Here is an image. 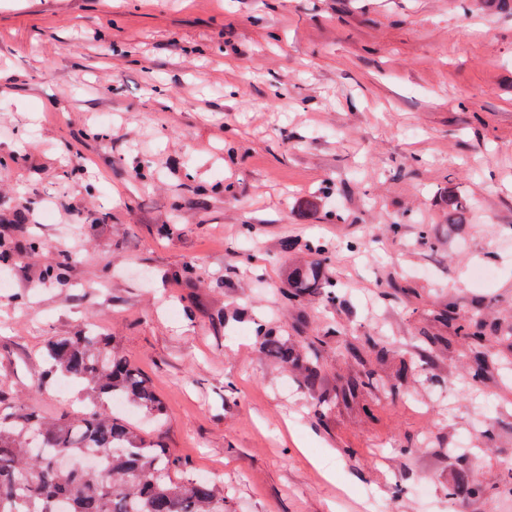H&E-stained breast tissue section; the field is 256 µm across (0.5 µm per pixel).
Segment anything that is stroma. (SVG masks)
I'll list each match as a JSON object with an SVG mask.
<instances>
[{"label": "stroma", "instance_id": "obj_1", "mask_svg": "<svg viewBox=\"0 0 512 512\" xmlns=\"http://www.w3.org/2000/svg\"><path fill=\"white\" fill-rule=\"evenodd\" d=\"M448 188L470 200L463 223L446 220ZM312 198L321 207L302 215ZM48 202L51 222L27 228L46 249L0 290L11 398L43 415L82 407L43 353L91 322L150 379L166 443L223 487L227 512H375L367 488L397 512H495L439 486L475 467L503 477L512 371L472 386L451 350L434 382L323 426L248 331L255 314L288 334L305 321L309 336L332 321L408 351L449 303L512 327L511 14L461 15L456 0H0V235ZM162 224L185 230L166 239ZM314 239L334 247L341 299L288 304V269ZM62 250L77 255L66 281L42 282ZM187 261L191 319L169 279ZM476 263L492 283L471 281ZM391 283L417 294L384 303Z\"/></svg>", "mask_w": 512, "mask_h": 512}]
</instances>
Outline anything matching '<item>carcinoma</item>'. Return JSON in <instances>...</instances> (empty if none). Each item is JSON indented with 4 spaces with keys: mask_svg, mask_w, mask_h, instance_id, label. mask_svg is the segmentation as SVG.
Here are the masks:
<instances>
[{
    "mask_svg": "<svg viewBox=\"0 0 512 512\" xmlns=\"http://www.w3.org/2000/svg\"><path fill=\"white\" fill-rule=\"evenodd\" d=\"M448 223L460 224L468 201L453 190L444 195ZM310 263L288 272L282 292L290 304L307 295L337 299V284L325 273L332 248L309 243ZM74 260L65 251L45 268L42 279L63 282L62 271ZM254 342L260 354L296 372V383L315 401V415L324 421L333 407L351 406L369 417L379 395L395 396L410 377L426 375L436 359L456 344L471 364L470 383L476 385L503 366L494 344L512 347V330L487 322L479 309L462 315L450 305L434 315L448 334L427 333L412 352H403L381 336H350L339 326L297 341L267 326L255 315ZM335 345L336 355L350 372L334 383L324 372L323 352ZM49 372L84 387L89 404L58 417L35 413L24 404L8 405L0 391V512H58L65 500L68 512H225L224 491L214 481L196 474L175 455L161 435L149 436L125 413L126 408L164 422L167 407L151 382L110 336L88 330L57 336L48 344ZM65 455L74 462L91 457L96 468L54 469L52 461ZM512 496V482L488 485L473 470L442 487L450 500L484 502L489 489Z\"/></svg>",
    "mask_w": 512,
    "mask_h": 512,
    "instance_id": "obj_1",
    "label": "carcinoma"
}]
</instances>
